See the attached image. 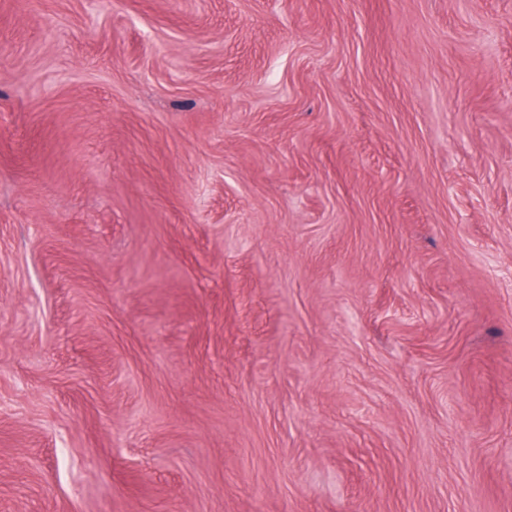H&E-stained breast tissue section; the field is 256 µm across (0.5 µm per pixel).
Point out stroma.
<instances>
[{
    "label": "stroma",
    "instance_id": "1",
    "mask_svg": "<svg viewBox=\"0 0 512 512\" xmlns=\"http://www.w3.org/2000/svg\"><path fill=\"white\" fill-rule=\"evenodd\" d=\"M0 512H512V0H0Z\"/></svg>",
    "mask_w": 512,
    "mask_h": 512
}]
</instances>
